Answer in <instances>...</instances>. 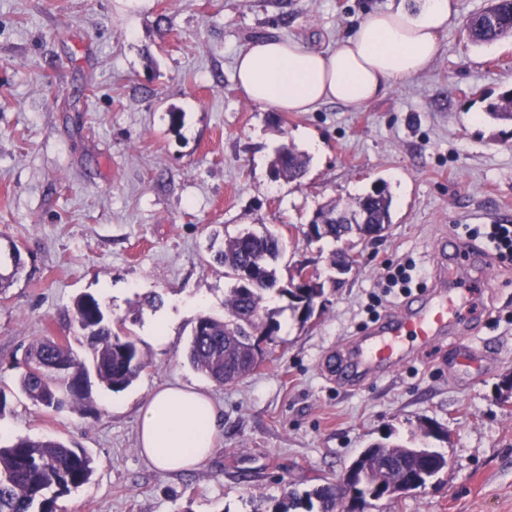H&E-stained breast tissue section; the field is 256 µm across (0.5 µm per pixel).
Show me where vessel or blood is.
<instances>
[{
	"instance_id": "obj_1",
	"label": "vessel or blood",
	"mask_w": 512,
	"mask_h": 512,
	"mask_svg": "<svg viewBox=\"0 0 512 512\" xmlns=\"http://www.w3.org/2000/svg\"><path fill=\"white\" fill-rule=\"evenodd\" d=\"M436 258L437 273L432 288L424 290L416 302L406 303L398 313L384 316L363 330L352 349L340 353L338 363L331 370L337 384L361 387L369 378L429 351L471 318L470 300L482 294L487 282L480 277L459 282L453 275L463 264L482 268V255L444 237Z\"/></svg>"
}]
</instances>
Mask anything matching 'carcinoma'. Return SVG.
Instances as JSON below:
<instances>
[{
    "mask_svg": "<svg viewBox=\"0 0 512 512\" xmlns=\"http://www.w3.org/2000/svg\"><path fill=\"white\" fill-rule=\"evenodd\" d=\"M463 31L473 45L512 37V0H487L465 17ZM487 114L512 121V90L490 104ZM309 157L294 146L281 147L273 168L288 180L301 178ZM392 197L386 186L353 204H328L312 219L314 239L347 240L380 234L391 224ZM284 248L281 235L250 231L224 241L214 261L234 284L224 298V317L201 314L192 329L188 361L197 372L218 384H231L249 375L264 360L259 342L280 329L279 311L267 308L273 295L288 298V309L307 321L324 284L279 283L273 264ZM17 246L11 248V271L0 272V295L23 275ZM68 330L84 339L90 363L77 359L70 336H40L28 346L16 383L33 405L52 413L84 409L93 402L92 380L112 391L130 386L149 367L124 318H112L94 296L82 295L74 304ZM448 467V458L426 447L376 442L364 448L348 466L350 488L359 495L395 498L423 488ZM95 472L93 458L54 438L18 437L0 446V512H56L58 498L87 484ZM336 483L326 481L300 494L284 493L270 512H336Z\"/></svg>",
    "mask_w": 512,
    "mask_h": 512,
    "instance_id": "obj_1",
    "label": "carcinoma"
}]
</instances>
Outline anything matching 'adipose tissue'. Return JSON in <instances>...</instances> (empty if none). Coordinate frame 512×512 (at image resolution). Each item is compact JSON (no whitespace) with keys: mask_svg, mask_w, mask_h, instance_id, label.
<instances>
[{"mask_svg":"<svg viewBox=\"0 0 512 512\" xmlns=\"http://www.w3.org/2000/svg\"><path fill=\"white\" fill-rule=\"evenodd\" d=\"M453 11L452 0L377 10L327 51L293 39L256 40L238 54L235 79L251 102L281 112H310L325 102L359 107L433 64ZM218 434L214 402L192 387L160 388L140 410V453L167 472L205 463Z\"/></svg>","mask_w":512,"mask_h":512,"instance_id":"obj_1","label":"adipose tissue"}]
</instances>
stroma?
<instances>
[{"label": "stroma", "instance_id": "35a3bbf8", "mask_svg": "<svg viewBox=\"0 0 512 512\" xmlns=\"http://www.w3.org/2000/svg\"><path fill=\"white\" fill-rule=\"evenodd\" d=\"M486 2L454 0L432 67L365 106L278 112L238 88L242 48L274 37L329 50L400 0H0V249L17 245L26 265L0 295V384L14 385L35 338L65 334L82 294L126 318L151 363L124 390L95 385L85 412L11 398L0 445L58 438L96 462L60 512H270L286 489L338 478L385 439L426 442L448 467L369 512H512V399L500 397L512 374V265L491 243H478L488 286L467 331L357 391L322 371L374 315L398 310L389 269L415 266L430 287L439 238L512 224V125L484 112L512 89V38L475 46L462 32ZM288 144L310 158L298 181L271 168ZM382 182L393 197L382 236L308 240L319 206ZM245 230L281 234L280 283L314 267L324 295L304 324L272 297L281 329L263 365L222 386L190 366L188 344L199 315L223 316L232 286L210 248ZM349 246L357 261L338 273L331 255ZM155 292L157 309L144 302ZM160 315L163 342L149 331ZM169 384L209 393L223 417L213 456L178 474L137 446L141 406ZM427 424L437 436L423 438Z\"/></svg>", "mask_w": 512, "mask_h": 512}]
</instances>
